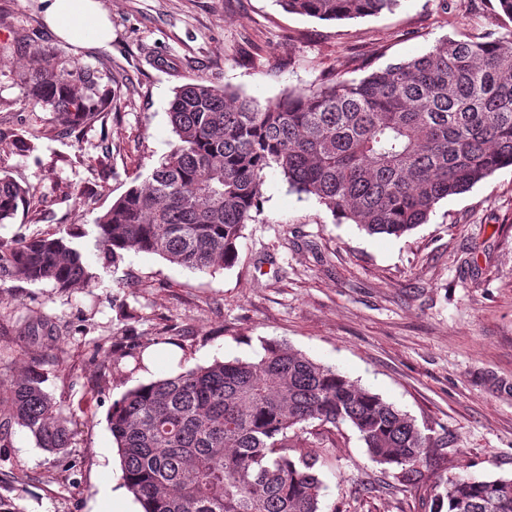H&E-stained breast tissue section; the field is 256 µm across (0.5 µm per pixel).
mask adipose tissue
<instances>
[{
    "label": "adipose tissue",
    "mask_w": 512,
    "mask_h": 512,
    "mask_svg": "<svg viewBox=\"0 0 512 512\" xmlns=\"http://www.w3.org/2000/svg\"><path fill=\"white\" fill-rule=\"evenodd\" d=\"M46 23L59 38L78 45H105L112 25L98 0H43Z\"/></svg>",
    "instance_id": "obj_1"
}]
</instances>
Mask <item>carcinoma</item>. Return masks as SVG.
Here are the masks:
<instances>
[{
	"instance_id": "cac0c4a2",
	"label": "carcinoma",
	"mask_w": 512,
	"mask_h": 512,
	"mask_svg": "<svg viewBox=\"0 0 512 512\" xmlns=\"http://www.w3.org/2000/svg\"><path fill=\"white\" fill-rule=\"evenodd\" d=\"M290 13L345 20L391 11L400 0H278ZM23 89L66 122L95 120L110 104L89 65L36 49ZM168 114L177 137L139 184L96 218L104 265L129 252L158 255L190 270L237 258L255 220L264 171L315 198L370 235L401 237L426 224L442 200L512 166V35L445 37L426 53L370 70L289 88L265 104L206 81L174 91ZM28 188L0 176V224ZM97 278L64 236L0 239V296L15 281L62 290ZM35 354L0 372V446L14 428L59 455L78 431L77 411L44 390L45 366L60 362L56 326L27 318ZM112 344L108 354L142 352ZM254 360H216L129 389L112 403L110 430L124 484L143 512H321V467L336 431L354 428L370 460L395 468L403 486L425 480L432 437L380 395L281 342ZM434 512H512V478L438 483Z\"/></svg>"
}]
</instances>
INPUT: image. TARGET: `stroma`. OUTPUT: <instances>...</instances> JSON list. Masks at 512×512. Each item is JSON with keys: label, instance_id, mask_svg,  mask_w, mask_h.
Listing matches in <instances>:
<instances>
[{"label": "stroma", "instance_id": "35a3bbf8", "mask_svg": "<svg viewBox=\"0 0 512 512\" xmlns=\"http://www.w3.org/2000/svg\"><path fill=\"white\" fill-rule=\"evenodd\" d=\"M100 2L112 41L79 47L48 27L41 0H0V172L30 189L0 238L82 229L75 243L98 275L66 291L18 281L0 301V368L26 360V316H52L66 342L44 388L83 410L65 467L15 429L0 447V495L22 512H99L102 488L121 474L107 413L140 382L129 360L116 370L89 363L94 345L116 340L176 343L187 369L252 359L263 341H283L447 439L428 482L404 487L342 427L322 469V512H433L432 480L511 478L512 167L442 200L427 224L399 238L368 235L266 170L261 212L235 263L214 271L133 252L107 269L91 233L170 150L178 87L205 80L264 103L329 73L359 79L361 62L418 56L457 32L508 36L512 21L497 0H400L340 21L276 0ZM36 48L99 71L114 99L93 124L65 126L28 101L19 76Z\"/></svg>", "mask_w": 512, "mask_h": 512}]
</instances>
